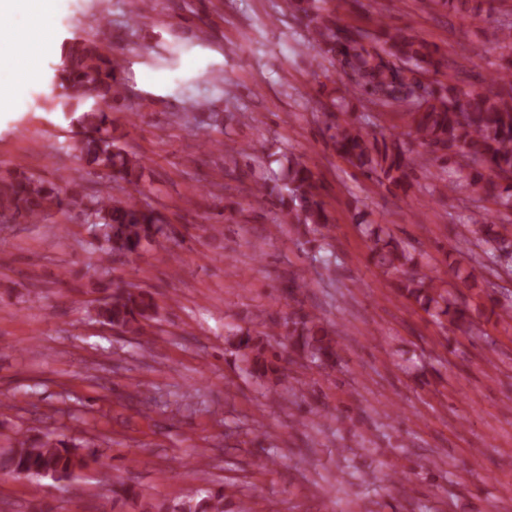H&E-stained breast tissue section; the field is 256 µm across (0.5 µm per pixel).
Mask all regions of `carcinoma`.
<instances>
[{
	"instance_id": "cac0c4a2",
	"label": "carcinoma",
	"mask_w": 512,
	"mask_h": 512,
	"mask_svg": "<svg viewBox=\"0 0 512 512\" xmlns=\"http://www.w3.org/2000/svg\"><path fill=\"white\" fill-rule=\"evenodd\" d=\"M493 0H442L448 11L480 17L493 10ZM326 0H289L310 28L308 49L329 61L347 78L345 95L330 100L326 130L336 155L348 165L373 176L389 189L407 192L412 186L416 158L401 137L369 131L356 118H341L346 97H372L383 108L406 109L408 135L415 136L428 153L455 169L452 193L468 190L496 207L498 223H487L480 213L468 225L479 257L512 275V68L491 74L488 83L462 86L448 76V85L425 83L422 77L447 68L441 48L407 29L382 22L379 30H350L336 24L326 11ZM492 41L512 49V20L489 33ZM54 79L61 92L50 99V110L71 115L77 130L68 152L94 165L102 177L134 183L139 161L112 137V102L122 87L112 57L93 39L66 41ZM255 196L279 207L285 221L301 224L314 235L329 223L321 185L303 162L288 158L271 186H260ZM79 209L85 222L98 227L97 251L106 260L131 255L153 241L163 219L154 209L139 205L132 192L119 197L108 192L76 193L60 197L52 183L32 174L0 181V210L31 221L56 209ZM376 266L394 282L399 294L414 301L437 321H446L462 335L479 337V323L470 314L465 295L447 280L422 271L423 251L405 244L372 224L363 225ZM95 299L96 321L121 333H138L157 315L152 295L107 284ZM296 354L319 367H334L339 357L334 332L315 314L298 309L284 318ZM244 370L257 378L285 376L281 356L264 339L239 331L227 338ZM93 455L47 434L18 435L0 455V475L37 476L54 482L68 480L82 470ZM129 506L136 512H248L247 503L226 500L224 487H205L178 500H158L122 480L112 482V510Z\"/></svg>"
}]
</instances>
